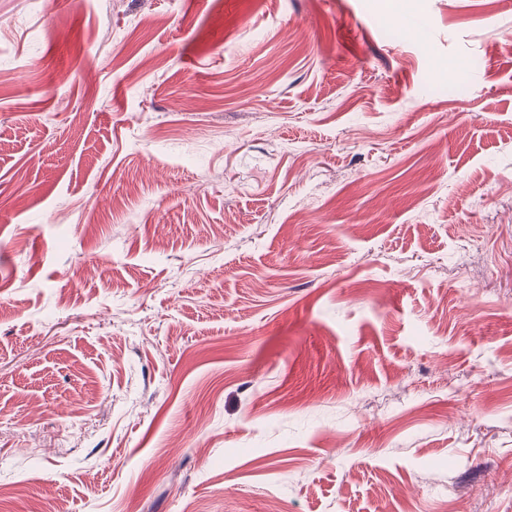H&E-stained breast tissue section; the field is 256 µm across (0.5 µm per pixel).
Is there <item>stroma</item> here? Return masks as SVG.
Masks as SVG:
<instances>
[{
	"label": "stroma",
	"mask_w": 512,
	"mask_h": 512,
	"mask_svg": "<svg viewBox=\"0 0 512 512\" xmlns=\"http://www.w3.org/2000/svg\"><path fill=\"white\" fill-rule=\"evenodd\" d=\"M0 512H512V9L0 0Z\"/></svg>",
	"instance_id": "obj_1"
}]
</instances>
